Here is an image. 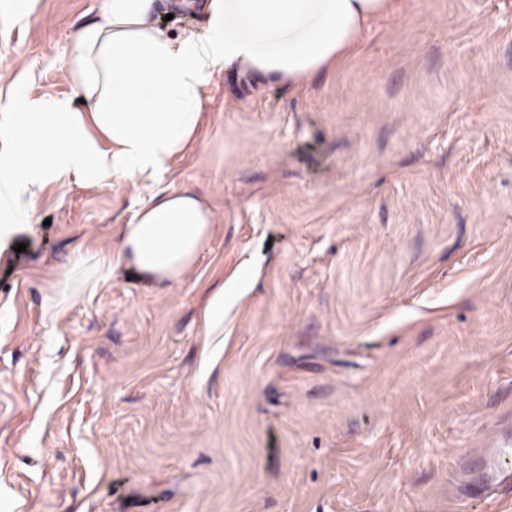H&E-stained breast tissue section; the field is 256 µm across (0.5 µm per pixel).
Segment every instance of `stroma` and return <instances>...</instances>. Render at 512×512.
<instances>
[{
    "instance_id": "35a3bbf8",
    "label": "stroma",
    "mask_w": 512,
    "mask_h": 512,
    "mask_svg": "<svg viewBox=\"0 0 512 512\" xmlns=\"http://www.w3.org/2000/svg\"><path fill=\"white\" fill-rule=\"evenodd\" d=\"M102 2L0 0V113L71 94ZM206 95L158 183L215 207L183 283L120 267L46 313L144 186L61 179L0 241V512H512L460 462L512 439V0H403L304 88L219 67ZM242 278V274H238L237 276L231 278L215 292L212 296L208 311L210 317L215 321H221L224 318V302L227 301L228 297H231L233 292L239 288L240 280ZM225 288V289H224Z\"/></svg>"
}]
</instances>
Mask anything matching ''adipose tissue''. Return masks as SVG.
I'll return each instance as SVG.
<instances>
[{"label": "adipose tissue", "mask_w": 512, "mask_h": 512, "mask_svg": "<svg viewBox=\"0 0 512 512\" xmlns=\"http://www.w3.org/2000/svg\"><path fill=\"white\" fill-rule=\"evenodd\" d=\"M155 0H104L70 43L72 96L24 99L0 119V239L31 223L35 202L62 178L108 186L154 181L199 139L216 67L304 85L333 71L398 0H207L206 25L174 39ZM215 212L196 193L158 191L128 224L117 252H81L53 294L98 288L118 266L180 283L207 250Z\"/></svg>", "instance_id": "adipose-tissue-1"}]
</instances>
